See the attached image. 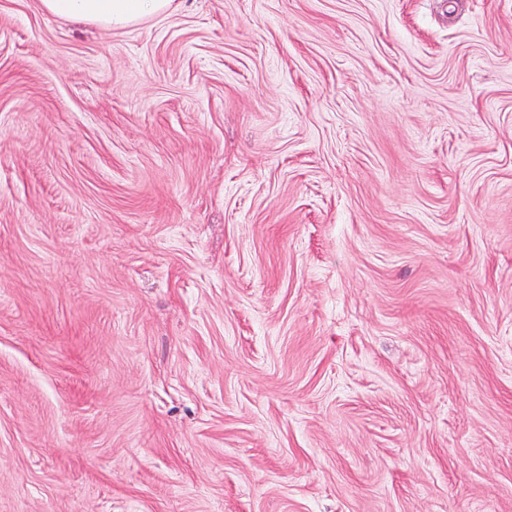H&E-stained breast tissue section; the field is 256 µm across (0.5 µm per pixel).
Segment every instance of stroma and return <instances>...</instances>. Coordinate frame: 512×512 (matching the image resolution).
Masks as SVG:
<instances>
[{
  "mask_svg": "<svg viewBox=\"0 0 512 512\" xmlns=\"http://www.w3.org/2000/svg\"><path fill=\"white\" fill-rule=\"evenodd\" d=\"M0 512H512V0H0ZM173 0H41L49 13L98 24L125 28L146 14H163Z\"/></svg>",
  "mask_w": 512,
  "mask_h": 512,
  "instance_id": "stroma-1",
  "label": "stroma"
}]
</instances>
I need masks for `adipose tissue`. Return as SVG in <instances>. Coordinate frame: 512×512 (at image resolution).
Listing matches in <instances>:
<instances>
[{
    "label": "adipose tissue",
    "mask_w": 512,
    "mask_h": 512,
    "mask_svg": "<svg viewBox=\"0 0 512 512\" xmlns=\"http://www.w3.org/2000/svg\"><path fill=\"white\" fill-rule=\"evenodd\" d=\"M171 3L172 0H41L49 13L109 29L125 28L149 13H165Z\"/></svg>",
    "instance_id": "obj_1"
}]
</instances>
